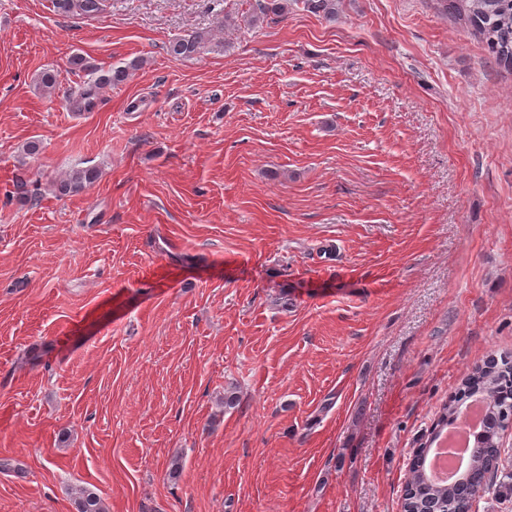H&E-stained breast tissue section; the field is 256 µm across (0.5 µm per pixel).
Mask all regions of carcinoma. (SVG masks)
<instances>
[{"label":"carcinoma","mask_w":512,"mask_h":512,"mask_svg":"<svg viewBox=\"0 0 512 512\" xmlns=\"http://www.w3.org/2000/svg\"><path fill=\"white\" fill-rule=\"evenodd\" d=\"M297 3L302 4L306 11L318 14L328 21L336 20V0H255L249 23L257 25L272 16H283ZM53 7L60 14L92 16L105 11L107 0H53ZM449 8L455 17L470 26L474 34L486 43L496 62L508 68L512 67V0H449ZM209 41L208 32L194 31L171 39L166 50L173 58H188L200 53ZM69 64L71 69L87 76L72 102H83L88 107L93 104L100 89L125 82L130 70L128 66L101 70L80 54L72 55ZM98 178L99 171L95 167L77 169L68 177L59 180L55 191L62 196L72 195L93 185ZM465 383L473 394L485 401L490 418L496 422L499 421V410L512 406V380L494 366L485 363L476 367L467 375ZM426 454L427 449L423 448L413 455L403 503L404 512H421V509L429 506L437 510L444 503V498L454 491L451 486L426 484L423 479V471L426 470L423 458ZM486 493L511 497L512 474L498 482L491 477L486 480H472L460 491L466 499L474 502ZM75 508L76 512H105L101 498L86 488L79 491Z\"/></svg>","instance_id":"cac0c4a2"}]
</instances>
